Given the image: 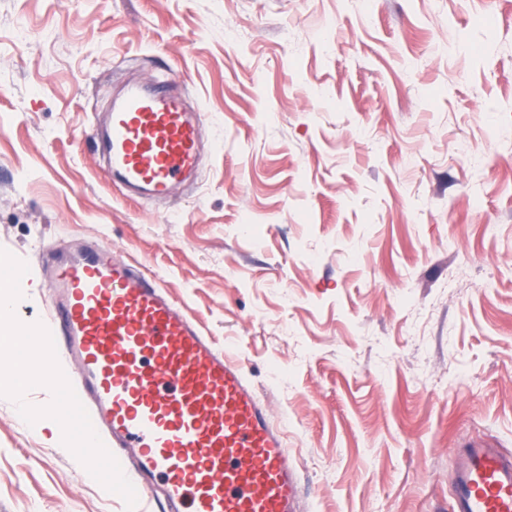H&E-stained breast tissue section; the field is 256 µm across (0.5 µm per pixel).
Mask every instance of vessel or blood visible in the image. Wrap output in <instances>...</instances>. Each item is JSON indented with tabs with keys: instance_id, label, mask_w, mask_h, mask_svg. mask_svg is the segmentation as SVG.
I'll return each mask as SVG.
<instances>
[{
	"instance_id": "obj_1",
	"label": "vessel or blood",
	"mask_w": 512,
	"mask_h": 512,
	"mask_svg": "<svg viewBox=\"0 0 512 512\" xmlns=\"http://www.w3.org/2000/svg\"><path fill=\"white\" fill-rule=\"evenodd\" d=\"M200 120L167 82L126 84L97 147L119 188L165 200L195 172ZM59 359L108 444L137 449L139 486L164 512H296L284 436L240 364L161 284L93 243L48 260ZM454 512H512V456L463 449Z\"/></svg>"
}]
</instances>
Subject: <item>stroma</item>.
<instances>
[{
	"mask_svg": "<svg viewBox=\"0 0 512 512\" xmlns=\"http://www.w3.org/2000/svg\"><path fill=\"white\" fill-rule=\"evenodd\" d=\"M169 73L194 179L123 194L107 92ZM157 275L273 410L299 512H453L512 454V0H0V248ZM0 512H126L0 397ZM453 512H512V456L465 448L451 477Z\"/></svg>",
	"mask_w": 512,
	"mask_h": 512,
	"instance_id": "1",
	"label": "stroma"
}]
</instances>
